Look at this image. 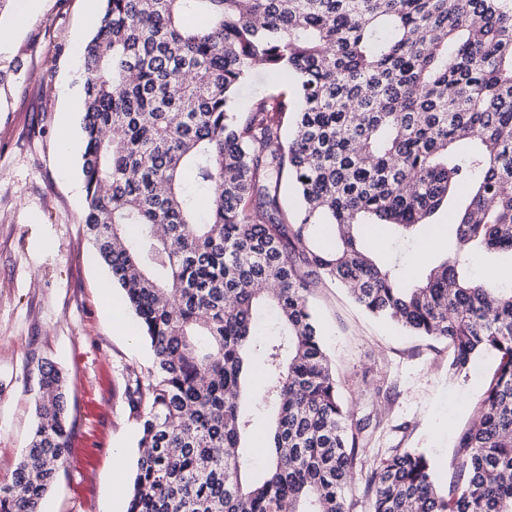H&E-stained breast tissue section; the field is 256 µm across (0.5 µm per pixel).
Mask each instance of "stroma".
Returning <instances> with one entry per match:
<instances>
[{
  "label": "stroma",
  "mask_w": 512,
  "mask_h": 512,
  "mask_svg": "<svg viewBox=\"0 0 512 512\" xmlns=\"http://www.w3.org/2000/svg\"><path fill=\"white\" fill-rule=\"evenodd\" d=\"M23 0L0 5V482L10 479L36 423L39 367L68 379L72 451L42 512H112L137 458L140 424L125 381L152 365L141 338L117 332L100 301L110 280L82 229L80 174L83 47L100 19V0ZM434 242L390 230L370 237L373 252L396 262L414 284L448 250L450 211L440 212ZM336 381L359 435L349 491L353 512H369L368 469L395 448H417L455 479V443L493 359L468 376L448 375V346L373 317L333 283L309 296Z\"/></svg>",
  "instance_id": "stroma-1"
}]
</instances>
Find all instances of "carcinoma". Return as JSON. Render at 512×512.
I'll list each match as a JSON object with an SVG mask.
<instances>
[{
    "instance_id": "1",
    "label": "carcinoma",
    "mask_w": 512,
    "mask_h": 512,
    "mask_svg": "<svg viewBox=\"0 0 512 512\" xmlns=\"http://www.w3.org/2000/svg\"><path fill=\"white\" fill-rule=\"evenodd\" d=\"M83 51V224L152 366L128 379L141 437L127 512H353V423L308 302L448 342V374L497 367L443 490L416 448L367 476L371 512H512V0H102ZM293 79L237 103L255 67ZM293 181L298 209L283 205ZM464 190L448 254L412 287L371 224L431 232ZM165 226L163 236L156 227ZM276 408L257 445L246 371ZM66 382L40 368L32 440L0 512H40L70 453ZM471 266L475 277H484L489 268L500 269L508 280L507 284L512 286V266L510 257L487 255L477 251L473 253L471 258Z\"/></svg>"
}]
</instances>
